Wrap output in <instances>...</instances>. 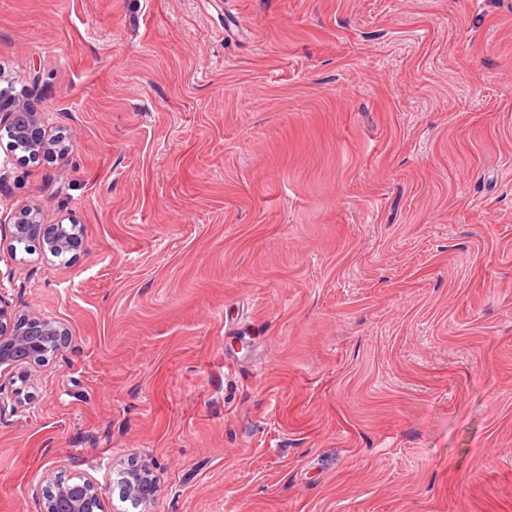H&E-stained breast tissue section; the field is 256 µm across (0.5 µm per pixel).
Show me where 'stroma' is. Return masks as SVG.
Returning a JSON list of instances; mask_svg holds the SVG:
<instances>
[{
    "mask_svg": "<svg viewBox=\"0 0 512 512\" xmlns=\"http://www.w3.org/2000/svg\"><path fill=\"white\" fill-rule=\"evenodd\" d=\"M0 512H512V0H0ZM88 249L15 248L20 211ZM0 112V122L5 119L13 130V136L25 146L22 152L32 156L51 154L63 157L68 154L69 144L65 143V137L48 138L38 112H32L22 103L11 105L2 98ZM70 341V331L63 322L42 314L13 312L0 295L1 371L46 362ZM113 483L123 498L141 505L142 512H151L150 506L156 500L159 485L150 466L137 458H129L116 472ZM45 482L39 512H105L102 489L94 479L62 480L48 475Z\"/></svg>",
    "mask_w": 512,
    "mask_h": 512,
    "instance_id": "obj_1",
    "label": "stroma"
}]
</instances>
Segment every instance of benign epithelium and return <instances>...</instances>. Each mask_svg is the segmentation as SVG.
<instances>
[{
	"instance_id": "1",
	"label": "benign epithelium",
	"mask_w": 512,
	"mask_h": 512,
	"mask_svg": "<svg viewBox=\"0 0 512 512\" xmlns=\"http://www.w3.org/2000/svg\"><path fill=\"white\" fill-rule=\"evenodd\" d=\"M0 117L13 130L24 146L23 152L33 156L51 154L63 157L69 152L65 138H49L41 115L22 103L9 104L0 98ZM29 238L50 253L80 256L87 250L83 237L68 232L66 224H44L37 208H28L12 225V239ZM71 341L63 322L37 313L18 314L9 310L0 296V368L21 369L32 363H43L58 354ZM39 501V512H105L102 489L92 478L57 479L46 476ZM122 497L151 512L159 485L150 466L130 458L113 479Z\"/></svg>"
}]
</instances>
